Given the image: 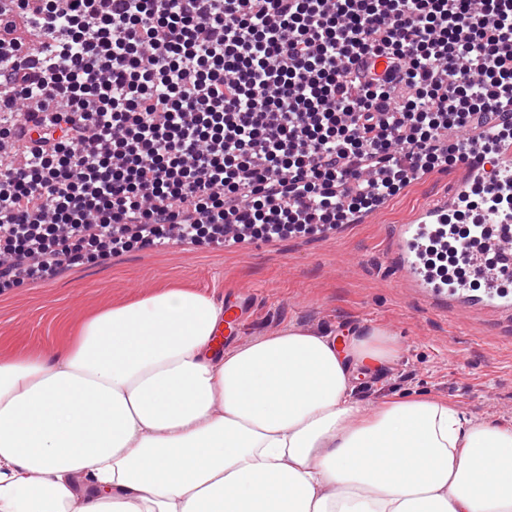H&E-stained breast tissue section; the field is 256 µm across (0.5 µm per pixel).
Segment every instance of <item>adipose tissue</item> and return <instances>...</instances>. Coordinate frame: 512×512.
Here are the masks:
<instances>
[{"instance_id":"ef3b65f1","label":"adipose tissue","mask_w":512,"mask_h":512,"mask_svg":"<svg viewBox=\"0 0 512 512\" xmlns=\"http://www.w3.org/2000/svg\"><path fill=\"white\" fill-rule=\"evenodd\" d=\"M223 314L160 288L0 356V512H512V426L359 396L399 352L385 328L289 326L216 361Z\"/></svg>"}]
</instances>
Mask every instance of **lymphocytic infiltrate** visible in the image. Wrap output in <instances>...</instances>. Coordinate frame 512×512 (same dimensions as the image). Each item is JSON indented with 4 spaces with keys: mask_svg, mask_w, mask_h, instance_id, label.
Returning <instances> with one entry per match:
<instances>
[{
    "mask_svg": "<svg viewBox=\"0 0 512 512\" xmlns=\"http://www.w3.org/2000/svg\"><path fill=\"white\" fill-rule=\"evenodd\" d=\"M512 0H0V288L16 271L179 236L223 243L349 223L464 161L448 129L512 140ZM386 58L384 74L371 63ZM512 195L481 186L428 247Z\"/></svg>",
    "mask_w": 512,
    "mask_h": 512,
    "instance_id": "f902f5d3",
    "label": "lymphocytic infiltrate"
}]
</instances>
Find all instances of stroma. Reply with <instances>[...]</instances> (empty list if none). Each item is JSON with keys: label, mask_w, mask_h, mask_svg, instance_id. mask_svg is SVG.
Listing matches in <instances>:
<instances>
[{"label": "stroma", "mask_w": 512, "mask_h": 512, "mask_svg": "<svg viewBox=\"0 0 512 512\" xmlns=\"http://www.w3.org/2000/svg\"><path fill=\"white\" fill-rule=\"evenodd\" d=\"M459 175L453 167L414 178L367 220L327 235L253 240L236 249L176 240L25 280L0 291V353H51L87 315L164 285L219 303L247 287L257 300L241 342L291 325L344 338L381 326L400 350L359 376L363 400L426 393L467 418L512 425V320L487 309L455 316L433 309L403 286L393 260L398 225L444 196Z\"/></svg>", "instance_id": "1"}]
</instances>
